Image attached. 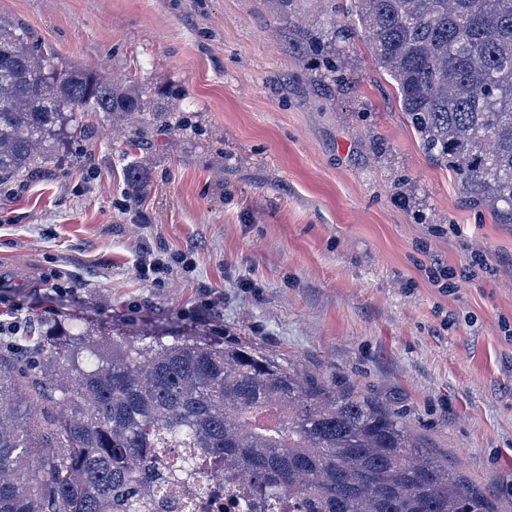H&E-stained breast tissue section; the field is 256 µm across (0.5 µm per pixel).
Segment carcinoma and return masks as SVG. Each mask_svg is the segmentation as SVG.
<instances>
[{
	"label": "carcinoma",
	"instance_id": "cac0c4a2",
	"mask_svg": "<svg viewBox=\"0 0 512 512\" xmlns=\"http://www.w3.org/2000/svg\"><path fill=\"white\" fill-rule=\"evenodd\" d=\"M352 2L422 150L465 203L512 224V0ZM77 111L168 116L142 87L50 69L0 21V175L50 162ZM98 335L59 322L35 371L0 356V512H150L204 458L247 480L249 507L286 490L299 512H490L397 414L252 342ZM160 448L189 449L185 467Z\"/></svg>",
	"mask_w": 512,
	"mask_h": 512
}]
</instances>
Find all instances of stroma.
I'll return each mask as SVG.
<instances>
[{
    "mask_svg": "<svg viewBox=\"0 0 512 512\" xmlns=\"http://www.w3.org/2000/svg\"><path fill=\"white\" fill-rule=\"evenodd\" d=\"M350 0H0L54 67L151 89L181 129L70 122L49 171L0 181V354L57 318L126 335L240 336L382 402L512 512V224L463 204L352 30ZM351 29L332 41L335 26ZM335 43V79L301 43ZM147 186L133 196L128 165ZM195 269L141 278L143 247Z\"/></svg>",
    "mask_w": 512,
    "mask_h": 512,
    "instance_id": "35a3bbf8",
    "label": "stroma"
}]
</instances>
